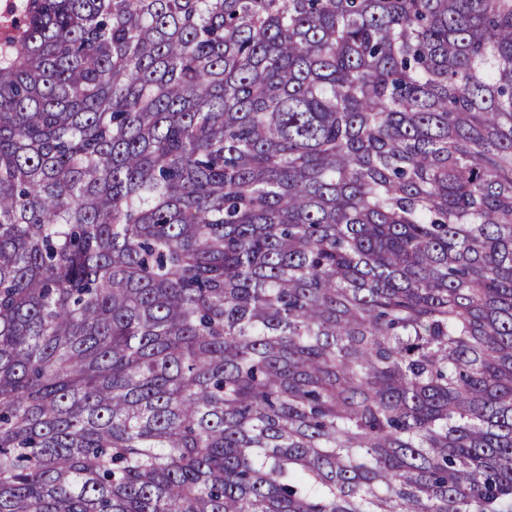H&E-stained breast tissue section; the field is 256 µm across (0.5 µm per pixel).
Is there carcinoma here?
Masks as SVG:
<instances>
[{
  "instance_id": "1",
  "label": "carcinoma",
  "mask_w": 512,
  "mask_h": 512,
  "mask_svg": "<svg viewBox=\"0 0 512 512\" xmlns=\"http://www.w3.org/2000/svg\"><path fill=\"white\" fill-rule=\"evenodd\" d=\"M0 512H512V0H23Z\"/></svg>"
}]
</instances>
